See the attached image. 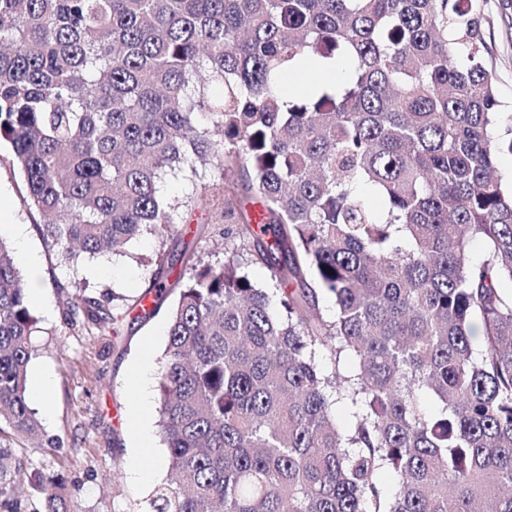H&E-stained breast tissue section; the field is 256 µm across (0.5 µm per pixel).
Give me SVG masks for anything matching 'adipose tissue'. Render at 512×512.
Instances as JSON below:
<instances>
[{"label":"adipose tissue","mask_w":512,"mask_h":512,"mask_svg":"<svg viewBox=\"0 0 512 512\" xmlns=\"http://www.w3.org/2000/svg\"><path fill=\"white\" fill-rule=\"evenodd\" d=\"M151 375L152 366L147 361L139 364L133 371L138 408L131 417L130 428L138 447L132 459L129 476L131 480L140 484L153 481L162 467V459L154 448L153 437L145 420L151 404Z\"/></svg>","instance_id":"ef3b65f1"}]
</instances>
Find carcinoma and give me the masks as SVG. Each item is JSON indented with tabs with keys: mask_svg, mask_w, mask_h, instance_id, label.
I'll list each match as a JSON object with an SVG mask.
<instances>
[{
	"mask_svg": "<svg viewBox=\"0 0 512 512\" xmlns=\"http://www.w3.org/2000/svg\"><path fill=\"white\" fill-rule=\"evenodd\" d=\"M475 2L0 0V144L61 258L171 233L169 175L224 178V261L160 269L133 304L146 320L177 291L157 380L173 479L145 512H512V125ZM341 59L333 88L282 84ZM37 323L0 238V512H71L58 471L32 483L42 509L18 493ZM64 323L120 335L81 292Z\"/></svg>",
	"mask_w": 512,
	"mask_h": 512,
	"instance_id": "carcinoma-1",
	"label": "carcinoma"
}]
</instances>
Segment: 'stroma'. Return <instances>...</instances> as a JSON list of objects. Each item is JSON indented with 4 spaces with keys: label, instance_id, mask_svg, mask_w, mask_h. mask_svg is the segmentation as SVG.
I'll return each mask as SVG.
<instances>
[{
    "label": "stroma",
    "instance_id": "obj_1",
    "mask_svg": "<svg viewBox=\"0 0 512 512\" xmlns=\"http://www.w3.org/2000/svg\"><path fill=\"white\" fill-rule=\"evenodd\" d=\"M477 16L486 50L484 62L496 74L501 109L512 114V0H477ZM162 200L182 201L173 236L144 234L119 253L98 258L80 256L64 262L44 242L35 226L42 217L26 201L23 178L10 149L0 146V225H23L30 253L37 256L36 273L25 274L27 287L42 299L33 308L39 319L32 336L29 379L50 373L51 415L42 416L45 437L57 436L61 447L25 442L37 468L51 473L63 465L75 482L77 512H142L153 484L128 477V450L134 440L129 419L136 410L131 384L133 366L143 358L160 365L166 344L167 309L151 319L123 323L119 337L91 335L66 327L67 294L111 300L114 313H125L152 283L159 261L183 264L184 252L216 262L224 257V242L213 225L222 223L224 180L219 172L201 180L167 177L159 186Z\"/></svg>",
    "mask_w": 512,
    "mask_h": 512
}]
</instances>
